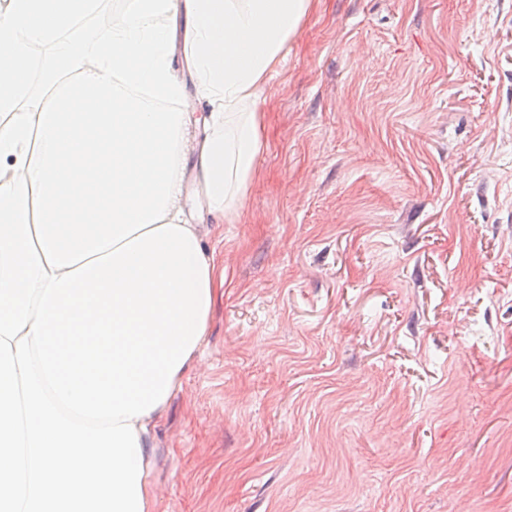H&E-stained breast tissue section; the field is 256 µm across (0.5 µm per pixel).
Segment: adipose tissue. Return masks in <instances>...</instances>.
Segmentation results:
<instances>
[{
	"instance_id": "obj_1",
	"label": "adipose tissue",
	"mask_w": 512,
	"mask_h": 512,
	"mask_svg": "<svg viewBox=\"0 0 512 512\" xmlns=\"http://www.w3.org/2000/svg\"><path fill=\"white\" fill-rule=\"evenodd\" d=\"M171 73L191 79L188 124L197 179L217 223H236L263 149L257 103L313 6V0H174Z\"/></svg>"
}]
</instances>
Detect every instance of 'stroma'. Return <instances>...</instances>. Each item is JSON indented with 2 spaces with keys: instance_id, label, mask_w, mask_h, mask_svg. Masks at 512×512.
<instances>
[{
  "instance_id": "35a3bbf8",
  "label": "stroma",
  "mask_w": 512,
  "mask_h": 512,
  "mask_svg": "<svg viewBox=\"0 0 512 512\" xmlns=\"http://www.w3.org/2000/svg\"><path fill=\"white\" fill-rule=\"evenodd\" d=\"M258 108L157 512H512V0H318Z\"/></svg>"
}]
</instances>
